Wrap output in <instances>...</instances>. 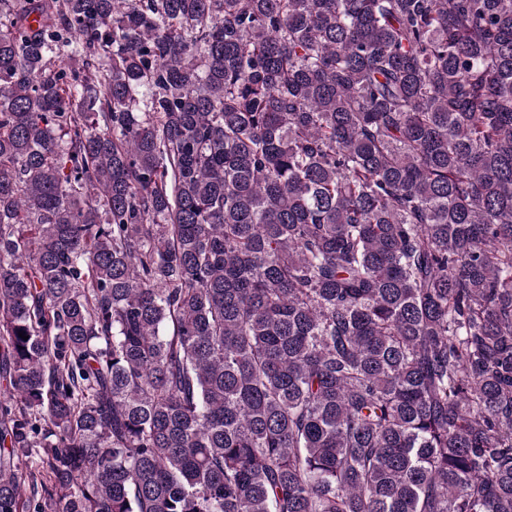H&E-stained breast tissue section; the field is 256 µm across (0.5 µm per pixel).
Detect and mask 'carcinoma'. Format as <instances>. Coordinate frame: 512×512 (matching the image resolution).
I'll list each match as a JSON object with an SVG mask.
<instances>
[{
    "label": "carcinoma",
    "instance_id": "1",
    "mask_svg": "<svg viewBox=\"0 0 512 512\" xmlns=\"http://www.w3.org/2000/svg\"><path fill=\"white\" fill-rule=\"evenodd\" d=\"M0 379V512H512V0H0Z\"/></svg>",
    "mask_w": 512,
    "mask_h": 512
}]
</instances>
